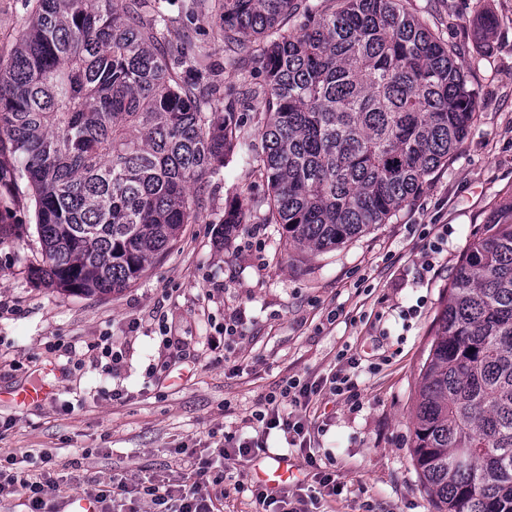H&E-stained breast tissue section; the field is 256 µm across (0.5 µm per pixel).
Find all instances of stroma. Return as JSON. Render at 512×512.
Returning a JSON list of instances; mask_svg holds the SVG:
<instances>
[{"label":"stroma","instance_id":"1","mask_svg":"<svg viewBox=\"0 0 512 512\" xmlns=\"http://www.w3.org/2000/svg\"><path fill=\"white\" fill-rule=\"evenodd\" d=\"M158 6L181 44L207 46L201 82L238 90L213 13L193 10L192 0ZM410 6L456 49L479 92L478 118L447 167L389 223L310 252L285 247L274 225L251 214L224 241L228 197L263 190L233 156L205 183L175 244L112 295L35 286V239L0 243V391L55 386L34 404L0 402V453L53 450L64 501L113 476L177 480L190 472L185 449L206 453L228 433L253 437L252 411L294 377L318 386L306 411L311 445L342 491L314 483L300 494L287 483L292 512H434L411 455L417 383L455 267L493 203L512 195V0ZM31 9V0H0L1 59ZM487 13L498 26L484 43L476 31ZM434 242L426 272L422 251ZM226 321L237 327L227 351L216 346ZM105 338L123 352L113 370L100 359ZM338 370L353 379L356 400L333 391Z\"/></svg>","mask_w":512,"mask_h":512}]
</instances>
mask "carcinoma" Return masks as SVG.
<instances>
[{"label": "carcinoma", "instance_id": "1", "mask_svg": "<svg viewBox=\"0 0 512 512\" xmlns=\"http://www.w3.org/2000/svg\"><path fill=\"white\" fill-rule=\"evenodd\" d=\"M147 0H36L0 60V156L34 207L36 284L108 296L178 240L205 180L239 153L265 209L321 251L386 224L448 165L478 90L403 0H217V34L255 47L263 80L200 90L199 45L170 47ZM264 114L261 150L243 113ZM413 459L435 512H512V199L448 285L419 374Z\"/></svg>", "mask_w": 512, "mask_h": 512}]
</instances>
